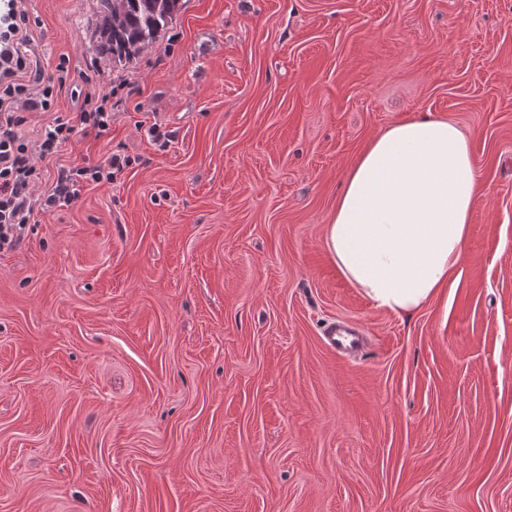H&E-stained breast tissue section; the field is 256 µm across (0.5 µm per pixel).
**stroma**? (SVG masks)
<instances>
[{"mask_svg":"<svg viewBox=\"0 0 512 512\" xmlns=\"http://www.w3.org/2000/svg\"><path fill=\"white\" fill-rule=\"evenodd\" d=\"M25 7L43 75L113 93L46 179L131 163L0 255V512H512V0H182L122 65L98 0ZM420 116L480 191L461 275L405 320L324 231ZM324 336L328 346L340 356L355 355L366 343V337L360 329L343 323H328Z\"/></svg>","mask_w":512,"mask_h":512,"instance_id":"35a3bbf8","label":"stroma"}]
</instances>
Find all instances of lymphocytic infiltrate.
I'll return each instance as SVG.
<instances>
[{
  "instance_id": "obj_1",
  "label": "lymphocytic infiltrate",
  "mask_w": 512,
  "mask_h": 512,
  "mask_svg": "<svg viewBox=\"0 0 512 512\" xmlns=\"http://www.w3.org/2000/svg\"><path fill=\"white\" fill-rule=\"evenodd\" d=\"M66 65L56 80H44L32 48L25 0H0V255L15 251L28 234L35 215L77 200L89 184L111 182L130 163L110 154L103 162L60 168L50 186H43V162L52 161L76 134L103 135L112 124L110 94L85 95L77 116L55 114L68 85ZM50 112L54 119L25 132L30 112Z\"/></svg>"
}]
</instances>
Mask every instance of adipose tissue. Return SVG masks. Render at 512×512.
Segmentation results:
<instances>
[{
  "label": "adipose tissue",
  "mask_w": 512,
  "mask_h": 512,
  "mask_svg": "<svg viewBox=\"0 0 512 512\" xmlns=\"http://www.w3.org/2000/svg\"><path fill=\"white\" fill-rule=\"evenodd\" d=\"M479 189L470 140L454 122L393 124L349 174L326 248L375 307L412 316L459 276Z\"/></svg>",
  "instance_id": "1"
}]
</instances>
